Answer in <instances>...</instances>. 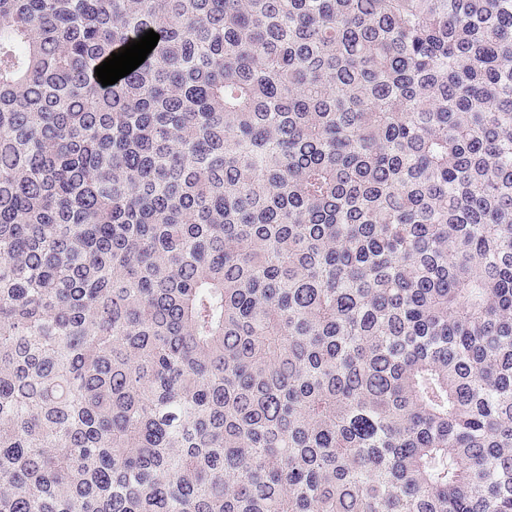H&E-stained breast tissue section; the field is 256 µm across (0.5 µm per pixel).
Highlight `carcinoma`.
<instances>
[{
    "mask_svg": "<svg viewBox=\"0 0 512 512\" xmlns=\"http://www.w3.org/2000/svg\"><path fill=\"white\" fill-rule=\"evenodd\" d=\"M0 512H512V0H0Z\"/></svg>",
    "mask_w": 512,
    "mask_h": 512,
    "instance_id": "obj_1",
    "label": "carcinoma"
}]
</instances>
